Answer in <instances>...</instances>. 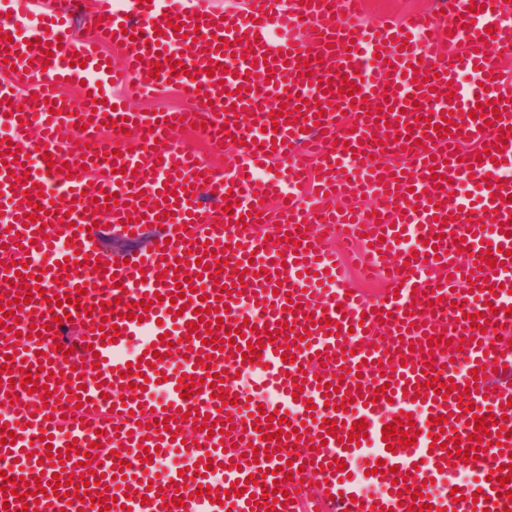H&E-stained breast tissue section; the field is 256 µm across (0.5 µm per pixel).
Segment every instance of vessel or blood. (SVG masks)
I'll return each mask as SVG.
<instances>
[{
  "label": "vessel or blood",
  "mask_w": 512,
  "mask_h": 512,
  "mask_svg": "<svg viewBox=\"0 0 512 512\" xmlns=\"http://www.w3.org/2000/svg\"><path fill=\"white\" fill-rule=\"evenodd\" d=\"M99 5L94 37L74 53L66 18L30 32L0 19V127L12 142L0 154V255L17 264L0 269V296L23 302L16 332L0 331V402L9 405L0 429L16 434L0 445V486L10 477L17 489L0 504L512 512V481L489 477L512 463V179L502 176L512 169V79L497 61L512 50V0H439L437 11L391 25L366 23L362 0H244L225 15L207 0ZM120 34L116 62L98 45ZM186 44L191 52L177 55ZM346 80L349 95L340 92ZM24 86L33 97L20 96ZM68 86L82 108L63 96ZM168 86L200 109L131 113L112 96L116 87L134 96ZM69 127L81 129V143L60 138ZM181 127L216 147L240 141V163L220 171L198 160L171 139ZM129 140L136 151H125ZM464 140L479 152L462 150ZM391 146L406 165L383 163ZM455 182L472 194L453 192ZM28 185L36 196H25ZM52 188L61 201L33 219ZM110 194L117 204H107ZM152 223L161 233L128 264L93 270L101 226L137 237ZM317 224L337 248L312 234ZM408 238L414 251L401 253ZM357 243L365 277L386 283L371 300L344 286L340 261ZM489 251L496 264L482 266ZM31 286L39 294L28 295ZM57 294L78 299L79 315L68 321V305L50 308ZM178 296L184 308L172 305ZM105 301L114 310H102ZM200 307L209 314L199 323ZM231 329L240 337L229 339ZM104 333L116 342H102ZM435 333L449 338L446 353L395 351L396 336ZM252 346L262 354L253 364L242 357ZM38 363L47 388L12 394V380ZM131 366L140 375L127 376ZM231 371L258 373L250 393H228ZM184 375L206 382L188 399L177 389ZM432 377L454 381L451 393L419 395ZM215 385L225 396H212ZM264 412L288 427L261 420ZM400 413L412 419L413 440L390 451L382 430ZM490 413L501 425L470 444L472 418ZM441 415L445 424H435ZM210 419L211 436L201 430ZM360 420L365 437L347 442ZM266 427L286 435L265 440ZM250 445L257 457L243 456ZM146 449L153 458L144 462ZM173 453L196 470L166 465ZM84 454L88 501L27 494L35 477L82 473ZM208 460L223 470L218 504L203 494ZM284 460L294 471L281 469ZM457 463L470 465L474 482L450 478ZM102 491L110 507L96 502Z\"/></svg>",
  "instance_id": "1"
}]
</instances>
